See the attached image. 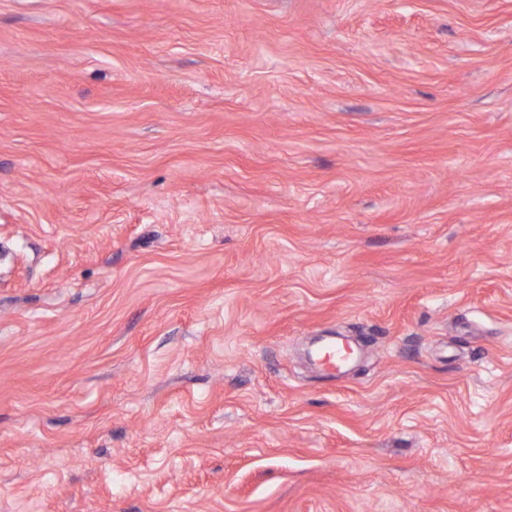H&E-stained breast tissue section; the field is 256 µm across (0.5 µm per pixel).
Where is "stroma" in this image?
<instances>
[{
    "label": "stroma",
    "mask_w": 512,
    "mask_h": 512,
    "mask_svg": "<svg viewBox=\"0 0 512 512\" xmlns=\"http://www.w3.org/2000/svg\"><path fill=\"white\" fill-rule=\"evenodd\" d=\"M0 512H512V0H0Z\"/></svg>",
    "instance_id": "1"
}]
</instances>
